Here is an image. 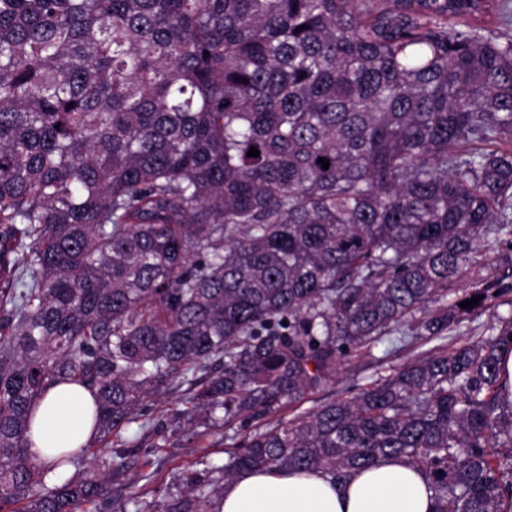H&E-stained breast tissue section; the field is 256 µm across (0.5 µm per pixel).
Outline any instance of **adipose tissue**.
<instances>
[{
	"label": "adipose tissue",
	"instance_id": "obj_1",
	"mask_svg": "<svg viewBox=\"0 0 512 512\" xmlns=\"http://www.w3.org/2000/svg\"><path fill=\"white\" fill-rule=\"evenodd\" d=\"M96 437L93 405L83 387L58 384L38 405L28 443L47 458L73 451ZM426 478L390 458L358 472L344 484L319 471L277 476L264 471L236 479L224 488L220 512H431Z\"/></svg>",
	"mask_w": 512,
	"mask_h": 512
}]
</instances>
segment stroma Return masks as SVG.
Segmentation results:
<instances>
[{
  "instance_id": "obj_1",
  "label": "stroma",
  "mask_w": 512,
  "mask_h": 512,
  "mask_svg": "<svg viewBox=\"0 0 512 512\" xmlns=\"http://www.w3.org/2000/svg\"><path fill=\"white\" fill-rule=\"evenodd\" d=\"M422 350L421 343H414L392 356H385L383 348H375L373 355L347 362L339 371L329 392H341L362 382L376 369L400 365ZM189 394L188 386L155 397L148 413L149 425L140 432L126 431L131 447L127 453V467L113 477L107 488L111 497L128 498L134 493H151L153 489L170 485L173 477L187 468L200 467L201 463L224 464L227 450L221 434H197L189 427L177 426L173 420L181 400Z\"/></svg>"
}]
</instances>
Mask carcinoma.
Here are the masks:
<instances>
[{
    "instance_id": "obj_1",
    "label": "carcinoma",
    "mask_w": 512,
    "mask_h": 512,
    "mask_svg": "<svg viewBox=\"0 0 512 512\" xmlns=\"http://www.w3.org/2000/svg\"><path fill=\"white\" fill-rule=\"evenodd\" d=\"M491 10L512 26V0H0V512L95 502L122 431L184 384L177 415L232 451L134 512L387 457L432 512H512V315L446 342L512 293L456 288L480 245H512V36L473 23ZM386 339L437 345L281 415ZM60 383L94 399L88 469L87 446L29 450ZM511 311L512 306L508 304L496 306V302H492L481 314L468 317L454 330H448V344L459 345L480 340L497 315H508Z\"/></svg>"
}]
</instances>
